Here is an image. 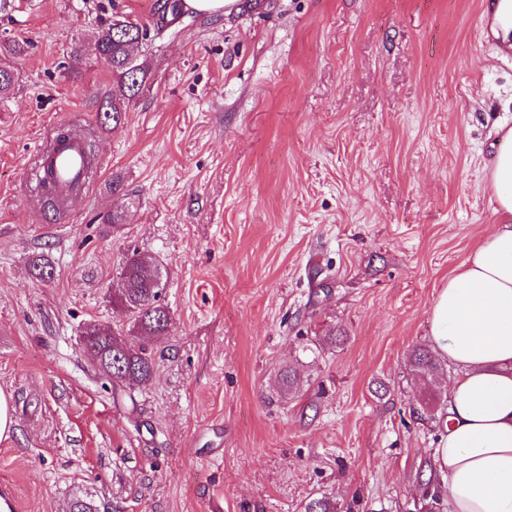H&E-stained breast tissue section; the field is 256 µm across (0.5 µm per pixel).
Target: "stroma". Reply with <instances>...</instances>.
Wrapping results in <instances>:
<instances>
[{
    "mask_svg": "<svg viewBox=\"0 0 512 512\" xmlns=\"http://www.w3.org/2000/svg\"><path fill=\"white\" fill-rule=\"evenodd\" d=\"M155 0H10L27 40L0 99V488L19 512H441L429 488L453 369L410 359L449 271L497 223L485 163L512 126V34L480 0H264L185 13L138 51L154 78L119 128L89 38ZM83 42L80 75L69 51ZM98 169L65 215L23 178L59 126ZM121 208L120 224L98 214ZM173 327L133 397L102 379L87 323L132 256ZM47 259L51 277H37ZM292 369L299 387L277 394ZM412 367L419 381L425 382L437 372L439 364L429 349L419 348L413 353Z\"/></svg>",
    "mask_w": 512,
    "mask_h": 512,
    "instance_id": "obj_1",
    "label": "stroma"
}]
</instances>
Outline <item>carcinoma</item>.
Masks as SVG:
<instances>
[{
	"label": "carcinoma",
	"mask_w": 512,
	"mask_h": 512,
	"mask_svg": "<svg viewBox=\"0 0 512 512\" xmlns=\"http://www.w3.org/2000/svg\"><path fill=\"white\" fill-rule=\"evenodd\" d=\"M182 0H160L156 4V32L166 28L167 15L181 13ZM148 27L126 16L115 15L103 22L94 32L96 55L112 71V95L104 107V122L112 127L120 124L127 100L137 96L152 84L151 75L137 62L134 43H144ZM25 50L22 43H0V97L15 88L19 74L9 60ZM158 269L133 257L126 261L122 272V288L116 293V302L129 315L128 328L103 327L95 322L87 324L82 342L96 362L101 376L113 387L133 388L150 381L155 373V362L149 342L169 334L171 317L161 303L163 291ZM412 367L419 380L425 382L437 372L436 356L426 348L414 351Z\"/></svg>",
	"instance_id": "1"
}]
</instances>
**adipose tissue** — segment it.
Instances as JSON below:
<instances>
[{
  "label": "adipose tissue",
  "mask_w": 512,
  "mask_h": 512,
  "mask_svg": "<svg viewBox=\"0 0 512 512\" xmlns=\"http://www.w3.org/2000/svg\"><path fill=\"white\" fill-rule=\"evenodd\" d=\"M486 162L499 220L453 268L428 316L455 374L432 450L447 512H512V127Z\"/></svg>",
  "instance_id": "1"
}]
</instances>
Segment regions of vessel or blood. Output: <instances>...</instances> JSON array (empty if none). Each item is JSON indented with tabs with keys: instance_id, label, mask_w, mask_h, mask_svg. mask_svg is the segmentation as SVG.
<instances>
[{
	"instance_id": "vessel-or-blood-1",
	"label": "vessel or blood",
	"mask_w": 512,
	"mask_h": 512,
	"mask_svg": "<svg viewBox=\"0 0 512 512\" xmlns=\"http://www.w3.org/2000/svg\"><path fill=\"white\" fill-rule=\"evenodd\" d=\"M27 180L44 195L60 196L71 186L86 185V161L79 141L72 139L40 150Z\"/></svg>"
}]
</instances>
